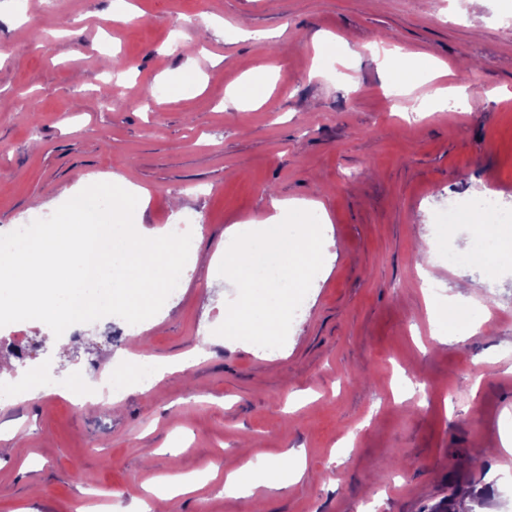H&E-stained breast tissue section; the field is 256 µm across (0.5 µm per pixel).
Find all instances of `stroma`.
Returning a JSON list of instances; mask_svg holds the SVG:
<instances>
[{
	"instance_id": "35a3bbf8",
	"label": "stroma",
	"mask_w": 512,
	"mask_h": 512,
	"mask_svg": "<svg viewBox=\"0 0 512 512\" xmlns=\"http://www.w3.org/2000/svg\"><path fill=\"white\" fill-rule=\"evenodd\" d=\"M135 21L112 19V0H56L50 51L31 45L15 0H0V228L50 216L83 182L113 175L145 189L148 231L196 225L213 251L222 229L262 221L275 199L319 203L328 215L326 278L300 306L287 343L268 353L237 341L211 345L185 372L108 410L76 401L68 381L120 370L126 356L170 361L224 320L236 288L201 257L168 315L134 333L116 316L99 340L60 351L30 321L0 330V371L37 400H0V512H132L169 477L289 466L300 481L259 488L267 512H512V270L434 268L440 297L478 289L489 315L466 338L431 335L418 252L441 233L452 195H494L512 209V0H131ZM223 20L192 58L168 50L196 35L204 12ZM279 31L277 45L241 39L239 22ZM350 49L343 77L313 79L317 37ZM427 52L466 87L465 108L421 113L426 86L391 96L375 43ZM132 64L126 87L190 69L196 96L156 91L152 108L114 95L99 50ZM478 65L475 78L462 57ZM269 67L258 107L235 109L224 68ZM34 93L40 119L21 112ZM369 369L371 380H349ZM153 449L144 457V449ZM220 483L172 498L169 512H251Z\"/></svg>"
}]
</instances>
